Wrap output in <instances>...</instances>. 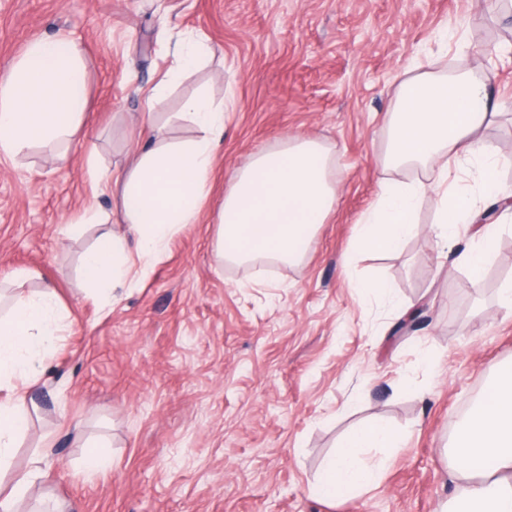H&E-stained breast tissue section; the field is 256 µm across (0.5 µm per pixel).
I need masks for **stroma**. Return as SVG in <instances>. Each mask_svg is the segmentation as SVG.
I'll return each instance as SVG.
<instances>
[{
    "mask_svg": "<svg viewBox=\"0 0 512 512\" xmlns=\"http://www.w3.org/2000/svg\"><path fill=\"white\" fill-rule=\"evenodd\" d=\"M70 34L85 57L84 132L67 159L34 148L0 159V283L32 270L55 284L71 325L28 389L34 404L14 469L44 438L52 454L25 512H441L455 493L446 450L476 390L512 362V208L494 213L481 275L451 266L432 235L441 194L423 195L420 232L391 254L353 256L357 225L384 180L382 118L416 69L495 71L500 116L481 130L512 192V12L499 0H0V72L33 38ZM209 54L170 91L233 92L200 221L174 236L135 285L86 290L81 258L102 228L121 233L120 193L94 174L133 163L143 94L177 40ZM300 134L329 149L337 201L296 264L214 259L215 212L237 170ZM391 298L356 295L353 279ZM419 312L401 333L398 307ZM380 422L399 448L366 449L376 486L338 499L314 486L346 432ZM82 429L86 442L74 441ZM110 468L81 472L89 450Z\"/></svg>",
    "mask_w": 512,
    "mask_h": 512,
    "instance_id": "stroma-1",
    "label": "stroma"
}]
</instances>
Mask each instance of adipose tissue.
Returning a JSON list of instances; mask_svg holds the SVG:
<instances>
[{
	"label": "adipose tissue",
	"mask_w": 512,
	"mask_h": 512,
	"mask_svg": "<svg viewBox=\"0 0 512 512\" xmlns=\"http://www.w3.org/2000/svg\"><path fill=\"white\" fill-rule=\"evenodd\" d=\"M82 50L67 35L30 40L0 75V155L15 158L40 146L70 144L83 125L86 87ZM493 73L466 71L445 75L423 72L404 80L394 112L387 117L389 141L381 163L387 168L428 167L434 187L448 208L433 232L446 248L454 247L464 224L476 225L479 241L456 256L458 265L480 274L492 246L481 228L475 198L449 185L451 169L470 164L478 172L484 196L497 190L499 160L479 133L497 117L490 100ZM165 101L162 87L147 96L142 123L152 147L140 151L121 180L124 220L133 247L105 236L85 253L83 274L94 293L111 296L131 284L130 255L142 262L162 253L168 241L198 223L210 173L224 134L229 103L204 91L185 100L176 122H187L195 138L167 142L154 115ZM426 186L421 182L387 183L363 216L356 248L379 253L398 251L419 232L416 211ZM331 156L317 140L291 135L274 150L255 154L224 193L217 213L216 254L241 263L258 257L292 263L305 255L320 224L336 204ZM34 272L17 275L19 289L0 317V471L10 468L17 432L24 421L26 396L21 386L36 381L40 367L67 328L58 295L47 282L27 289ZM397 432L372 423L350 432L323 472L320 495L333 498L373 486L377 474L359 466V449L397 447ZM456 482L447 512H512V365L486 384L482 399L458 423L447 450Z\"/></svg>",
	"instance_id": "1"
}]
</instances>
